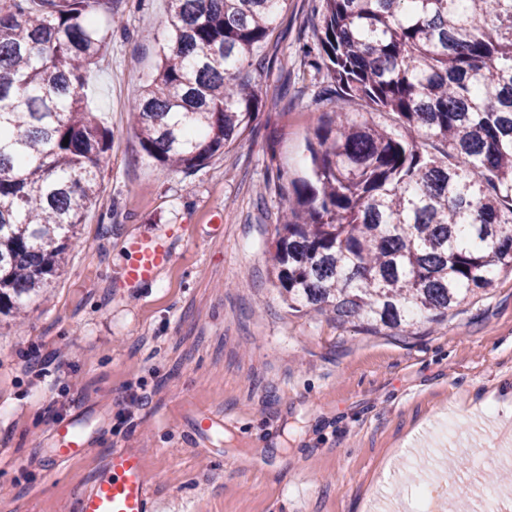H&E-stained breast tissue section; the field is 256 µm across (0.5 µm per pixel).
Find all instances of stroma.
Returning a JSON list of instances; mask_svg holds the SVG:
<instances>
[{
  "mask_svg": "<svg viewBox=\"0 0 512 512\" xmlns=\"http://www.w3.org/2000/svg\"><path fill=\"white\" fill-rule=\"evenodd\" d=\"M318 0H288L247 77L261 106L224 154L184 173L141 149L129 108L156 72L168 0H112L123 18L86 95L114 133L80 244L24 322L0 320V512H74L110 449H139L154 512H381L418 498L419 458L440 466L444 512L512 497V274L411 336L289 312L266 244L276 171L309 173L306 138L334 109L318 69ZM170 233L173 259L130 291L128 237ZM36 351L45 375L24 374ZM143 406L124 418L130 392ZM196 410L234 414L200 446ZM82 414L84 456L49 472L56 423Z\"/></svg>",
  "mask_w": 512,
  "mask_h": 512,
  "instance_id": "stroma-1",
  "label": "stroma"
}]
</instances>
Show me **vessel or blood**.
<instances>
[{
	"mask_svg": "<svg viewBox=\"0 0 512 512\" xmlns=\"http://www.w3.org/2000/svg\"><path fill=\"white\" fill-rule=\"evenodd\" d=\"M125 248L130 259L123 272V284L134 289L155 279L172 261V249L166 235L151 238L133 236ZM225 415L203 411L194 419L193 428L201 443H208L223 430ZM87 439L74 420L58 422L53 430L52 464L84 455ZM154 492L141 455L132 448L113 449L89 485L76 497L74 512H153Z\"/></svg>",
	"mask_w": 512,
	"mask_h": 512,
	"instance_id": "b4317fda",
	"label": "vessel or blood"
}]
</instances>
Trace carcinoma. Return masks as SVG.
<instances>
[{
    "label": "carcinoma",
    "instance_id": "1",
    "mask_svg": "<svg viewBox=\"0 0 512 512\" xmlns=\"http://www.w3.org/2000/svg\"><path fill=\"white\" fill-rule=\"evenodd\" d=\"M286 2L168 0L157 76L130 108L148 157L191 172L250 127L241 72ZM110 3L0 0V316L46 297L102 192L113 135L84 88L120 24H101ZM315 38L335 110L308 139L313 180H273L272 281L289 310L374 334L444 321L512 272V0H320Z\"/></svg>",
    "mask_w": 512,
    "mask_h": 512
}]
</instances>
